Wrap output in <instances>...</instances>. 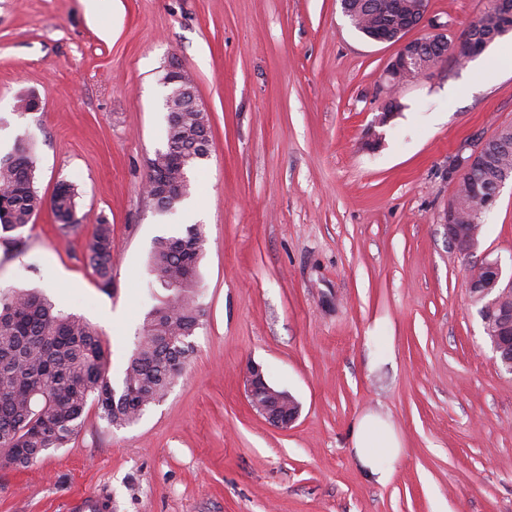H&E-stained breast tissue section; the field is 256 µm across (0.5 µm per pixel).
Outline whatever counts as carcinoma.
<instances>
[{
    "label": "carcinoma",
    "instance_id": "cac0c4a2",
    "mask_svg": "<svg viewBox=\"0 0 512 512\" xmlns=\"http://www.w3.org/2000/svg\"><path fill=\"white\" fill-rule=\"evenodd\" d=\"M347 4L364 31L397 25V16L387 9L385 0H347ZM504 140L512 144L511 129L489 141L476 175L480 185L491 188L503 172L512 173V149H501ZM210 148V122H198L193 112L169 113L163 154L171 159L161 166L173 180L198 166ZM77 196L75 186L62 180L51 199L65 232L79 223ZM457 199L460 223L471 230L482 229L470 179L460 183ZM43 206L34 185L32 146L21 140L0 156V240L20 243L21 231L35 222ZM204 245L198 224L187 227L182 236L157 240L149 271L154 282L171 289L170 299L144 320L119 390L108 376L103 340L86 320L55 310L36 290L0 292V454L5 462L26 467L66 447L83 429L92 406L108 425L125 427L164 399L177 368L192 352L190 338L201 325L196 279ZM112 252V225L102 219L90 244V261L104 291L112 290Z\"/></svg>",
    "mask_w": 512,
    "mask_h": 512
}]
</instances>
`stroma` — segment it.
Masks as SVG:
<instances>
[{"mask_svg": "<svg viewBox=\"0 0 512 512\" xmlns=\"http://www.w3.org/2000/svg\"><path fill=\"white\" fill-rule=\"evenodd\" d=\"M488 5L429 10L457 35ZM502 44L402 89L370 149L396 47L363 38L339 0H0V155L27 139L37 190L73 183L79 218L65 233L46 207L21 243L0 241V289H39L95 326L117 386L165 295L149 274L155 240L195 223L207 239L202 324L166 397L120 429L89 409L66 447L28 467L0 460V512H62L85 491L107 493L111 512H512V374L467 288L482 259L512 272V182L473 253L447 229L450 158L512 125ZM173 61L211 124L190 173L196 215L144 194ZM27 95L38 111L18 109ZM103 218L108 292L88 260ZM251 364L299 403L290 428L251 410ZM368 413L403 448L384 485L352 449Z\"/></svg>", "mask_w": 512, "mask_h": 512, "instance_id": "1", "label": "stroma"}]
</instances>
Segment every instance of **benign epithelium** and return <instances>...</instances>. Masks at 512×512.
<instances>
[{
  "label": "benign epithelium",
  "mask_w": 512,
  "mask_h": 512,
  "mask_svg": "<svg viewBox=\"0 0 512 512\" xmlns=\"http://www.w3.org/2000/svg\"><path fill=\"white\" fill-rule=\"evenodd\" d=\"M489 14L497 23L501 33L512 32V0H492ZM429 26L433 30L431 39L441 44H452V55L458 62L475 57L473 44L467 36L448 37V24L438 21L429 15V8L421 7L406 17L403 24L387 30L375 31L368 35L374 42L391 43L397 50L388 62L383 79L388 84L387 95L382 105V111L377 118V124L385 123L390 116L391 102L397 100L399 88L417 81L424 76L428 68L434 67L437 61H432L429 67H420L421 40L408 37V34L421 26ZM489 139L478 138L463 145L451 157L448 164V175L458 181L462 180L477 167L484 158ZM161 151L154 154L151 162V178L147 182L150 198L158 199L174 190L173 185L159 170L157 158ZM457 200L448 203V243L458 252L469 254L474 249V240L457 226ZM468 288L474 300L482 302L479 315L483 326L495 324L498 326L496 336L488 339L493 359L507 373L512 374V309L503 308V303L512 298V277H503L501 263L497 260L482 263L470 276ZM244 387L249 405L253 411L262 416L269 424L277 428L290 427L299 417L298 402L286 390L271 386L257 366H250L244 376Z\"/></svg>",
  "instance_id": "1"
}]
</instances>
